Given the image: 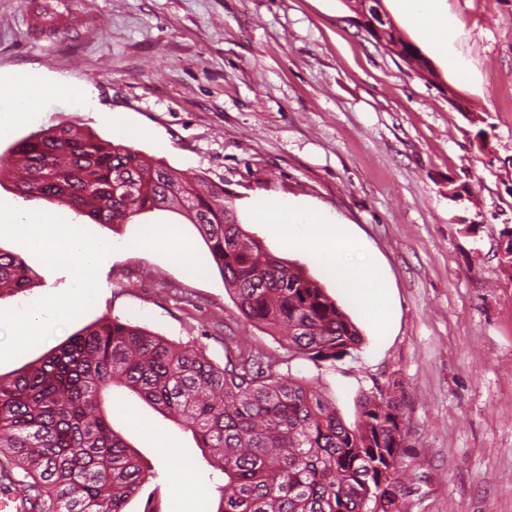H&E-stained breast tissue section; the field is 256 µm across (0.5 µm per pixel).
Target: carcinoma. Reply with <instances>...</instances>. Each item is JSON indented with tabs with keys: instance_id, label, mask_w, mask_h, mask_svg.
Listing matches in <instances>:
<instances>
[{
	"instance_id": "1",
	"label": "carcinoma",
	"mask_w": 512,
	"mask_h": 512,
	"mask_svg": "<svg viewBox=\"0 0 512 512\" xmlns=\"http://www.w3.org/2000/svg\"><path fill=\"white\" fill-rule=\"evenodd\" d=\"M367 6L364 31L419 76L437 77L391 19ZM11 153L26 161L25 197L57 199L98 224L171 210L206 243L246 321L277 332L288 358L335 360L361 343L357 327L321 285L269 253L243 228L228 192L71 127L41 129ZM30 270L0 250V294L28 287ZM224 365L117 319L71 335L39 363L0 382V493L18 490L32 512H124L152 476L112 428L105 406L125 389L183 423L224 475L218 512H401L392 475L402 408L363 395L348 428L336 407L279 361L239 344Z\"/></svg>"
}]
</instances>
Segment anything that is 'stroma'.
Instances as JSON below:
<instances>
[{"label":"stroma","mask_w":512,"mask_h":512,"mask_svg":"<svg viewBox=\"0 0 512 512\" xmlns=\"http://www.w3.org/2000/svg\"><path fill=\"white\" fill-rule=\"evenodd\" d=\"M383 5L441 77L433 85L357 30L346 0H0V75L28 72L58 84L38 122L0 124V155L49 125L75 127L199 174L235 197L245 230L317 280L362 342L335 361L289 358L279 336L248 323L193 224L156 210L104 226L55 199L22 196L0 176V204L63 216L112 256L94 282L47 271L24 240L0 249L33 271L31 287L0 296V313L42 294L83 292L78 318H58L20 344L0 323V380L37 364L71 334L118 319L205 351L215 363L242 343L278 358L335 404L345 425L357 402L382 390L402 404L396 474L402 512H512V271L500 263L512 225V0H444L450 42L434 40L401 0ZM92 94V108L67 95ZM488 118L479 145L457 110ZM102 112L121 115L113 133ZM151 128L153 137L134 131ZM470 196L448 197L449 183ZM263 200L325 211L377 265L393 310L378 337L324 269L283 251L254 223ZM169 230L206 274L161 250H125L143 227ZM112 427L153 476L124 512H217L222 485L190 430L117 391ZM149 422L155 437L138 433Z\"/></svg>","instance_id":"stroma-1"}]
</instances>
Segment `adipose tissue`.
Instances as JSON below:
<instances>
[{"instance_id":"1","label":"adipose tissue","mask_w":512,"mask_h":512,"mask_svg":"<svg viewBox=\"0 0 512 512\" xmlns=\"http://www.w3.org/2000/svg\"><path fill=\"white\" fill-rule=\"evenodd\" d=\"M27 83L31 92L20 100L14 95V79L0 76V122L18 124L36 120L40 102L51 94L52 88L34 76L28 77ZM256 219L266 225L285 247L297 248L313 256L369 320L380 329L388 328L393 314L378 268L344 225L331 223L317 211L274 209L263 202L256 205ZM2 233L23 236L48 267L73 263L75 272L87 280L96 277L101 261L109 254L105 243L81 239L60 216L26 214L13 206L0 205ZM90 299L87 292L66 297L52 294L43 297L36 309L10 313L7 319L24 335L31 336L47 317L56 314L75 316Z\"/></svg>"}]
</instances>
